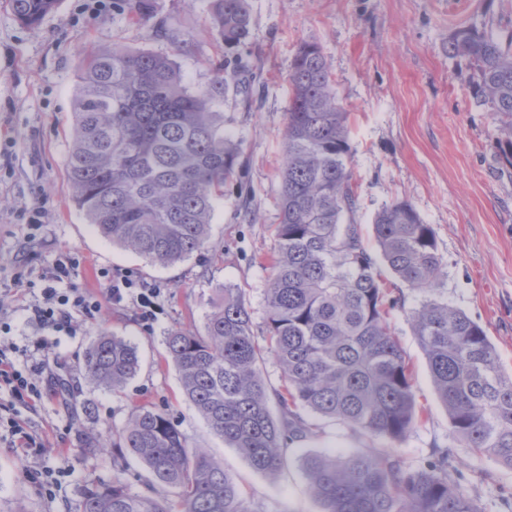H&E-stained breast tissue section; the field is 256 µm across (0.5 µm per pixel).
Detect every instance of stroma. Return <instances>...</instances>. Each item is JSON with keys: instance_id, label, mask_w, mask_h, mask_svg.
Masks as SVG:
<instances>
[{"instance_id": "1", "label": "stroma", "mask_w": 512, "mask_h": 512, "mask_svg": "<svg viewBox=\"0 0 512 512\" xmlns=\"http://www.w3.org/2000/svg\"><path fill=\"white\" fill-rule=\"evenodd\" d=\"M151 2L153 17L144 26L109 7L89 9L88 0H58L38 26L27 27L0 0V321L10 327L5 341L40 347L54 371L28 414L44 448L27 453L0 443V512H80L82 491L91 482L118 479L131 492H144L142 466L116 467L104 449L143 403L167 410L191 442L223 460L254 512H322L302 458L373 448L417 463L447 449L449 479L482 512H512V468L475 456L453 437L405 311H394L391 327L413 369L420 409L415 426L394 442L309 415L314 435L289 444L288 465L273 478L253 471L211 433L183 400L179 375L164 359L168 331H203L221 288L245 289L255 322L263 320L267 258L278 222L286 78L298 45L315 41L350 114L365 244L374 243L372 218L382 205L408 200L433 228L445 262L438 299L486 331L512 374V180L497 172L494 115L473 96L468 62L447 52L448 36L459 26L511 37L512 0H249V46L263 81L251 108L225 109L224 118L241 143L240 163L260 218L252 220L240 207L235 186L225 187L207 249L168 267L105 240L75 204L66 175L80 44L173 55L195 90L210 83L213 62L224 56L223 44L209 31L210 0ZM34 208L40 212L35 225L25 218ZM69 256L79 265L68 285L81 291L103 294V268L160 284L152 324L144 325L136 304L107 301L94 318H79L72 336L37 323L31 308L41 302L40 290L56 264ZM103 332L136 345L142 359L136 377L118 391L96 387L86 375L84 353ZM76 394L93 402L92 415L75 410ZM82 429L93 430L102 448L79 443ZM58 465L67 475L55 495H46L35 474Z\"/></svg>"}]
</instances>
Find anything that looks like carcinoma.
<instances>
[{"mask_svg":"<svg viewBox=\"0 0 512 512\" xmlns=\"http://www.w3.org/2000/svg\"><path fill=\"white\" fill-rule=\"evenodd\" d=\"M8 2L21 24L36 26L58 0ZM112 8L141 25L152 18L151 0H112ZM210 20L233 55L214 64L213 79L198 91L170 55L81 47L67 159L72 196L103 238L152 264L205 249L216 202L241 154L217 107L249 105L242 75L262 79L239 53L250 36L248 0H211ZM448 56L469 63L473 95L497 122L500 175L512 179V47L486 30L460 26L448 36ZM288 86L263 327L253 320L245 289L224 288L204 333L169 332L166 360L185 399L266 476L287 466L289 443L313 434L303 410L402 440L418 411L413 375L390 323L406 298L387 287L384 265L422 294L410 310L412 329L452 434L512 468V375L484 329L434 297L443 260L431 225L411 203L393 200L374 215L371 253L355 218L350 112L318 43H300ZM270 357L281 370L278 388L264 373ZM84 360L91 381L108 391L125 387L141 365L134 344L106 333L91 341ZM112 455L119 466L128 456L138 460L148 484L171 497L132 493L121 481L91 483L81 512H252L224 465L191 446L151 404L134 408L112 439ZM304 468L322 512H482L448 481L446 448L421 464L377 449L348 457L312 453Z\"/></svg>","mask_w":512,"mask_h":512,"instance_id":"cac0c4a2","label":"carcinoma"}]
</instances>
